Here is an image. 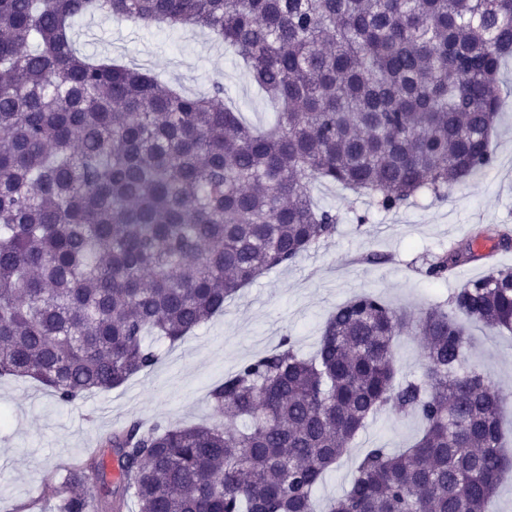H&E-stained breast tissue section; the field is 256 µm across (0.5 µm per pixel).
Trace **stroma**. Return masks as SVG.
<instances>
[{
    "label": "stroma",
    "instance_id": "obj_1",
    "mask_svg": "<svg viewBox=\"0 0 512 512\" xmlns=\"http://www.w3.org/2000/svg\"><path fill=\"white\" fill-rule=\"evenodd\" d=\"M79 54L108 56L149 69L186 92L224 86L226 104L261 131L274 123V108L251 81L242 63L210 32L193 26L146 28L129 20L80 17L73 23ZM500 116L491 138L493 166L449 193L447 201L420 197L390 213L340 187L313 184L311 196L332 209L338 223L328 242L295 264L273 269L175 346L160 345V358L123 386L60 403L33 380L0 377V512H17L38 501L41 512H56L60 467L96 448L100 437L129 421L151 425L211 424L210 389L251 357L291 336L301 353L315 352L328 315L353 294L371 291L397 308L416 313L450 300L467 281L489 267L476 261L448 279L424 273L443 248L473 243L480 224L512 227V60L503 67ZM368 223H358L360 214ZM466 367L488 372L503 393L512 394V335L479 324L469 327ZM420 424L386 410L355 439L349 456L328 471L314 494L317 512L348 488L356 456L372 446L408 447Z\"/></svg>",
    "mask_w": 512,
    "mask_h": 512
}]
</instances>
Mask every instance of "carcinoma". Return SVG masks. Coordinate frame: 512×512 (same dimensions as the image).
Listing matches in <instances>:
<instances>
[{
  "mask_svg": "<svg viewBox=\"0 0 512 512\" xmlns=\"http://www.w3.org/2000/svg\"><path fill=\"white\" fill-rule=\"evenodd\" d=\"M104 15L206 29L277 104L257 134L224 85L186 94L80 57L73 22ZM512 0H0V376L72 403L122 386L264 273L332 238L310 200L338 184L379 211L437 200L494 164ZM479 234L512 247L487 225ZM475 260L444 250L427 276ZM416 316L372 292L338 305L319 347L291 337L224 376L216 426L133 421L62 467L57 512H313L314 489L390 408L412 446L360 455L326 512H486L512 458V397L463 368L466 324L512 333V267ZM422 337L402 375L394 343ZM116 457L113 490L105 458Z\"/></svg>",
  "mask_w": 512,
  "mask_h": 512,
  "instance_id": "1",
  "label": "carcinoma"
}]
</instances>
